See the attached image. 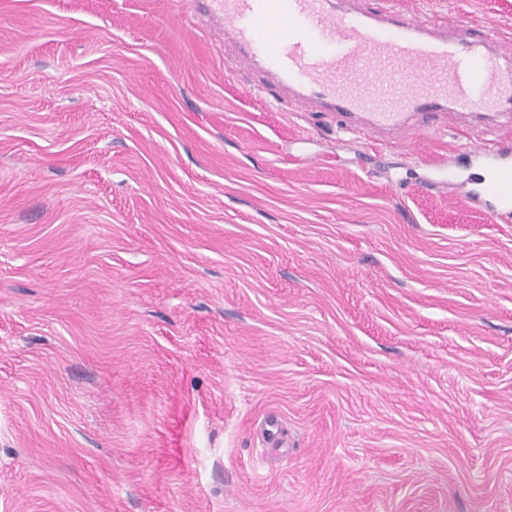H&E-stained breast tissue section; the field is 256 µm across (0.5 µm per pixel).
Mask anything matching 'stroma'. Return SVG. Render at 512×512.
I'll use <instances>...</instances> for the list:
<instances>
[{
    "instance_id": "35a3bbf8",
    "label": "stroma",
    "mask_w": 512,
    "mask_h": 512,
    "mask_svg": "<svg viewBox=\"0 0 512 512\" xmlns=\"http://www.w3.org/2000/svg\"><path fill=\"white\" fill-rule=\"evenodd\" d=\"M494 29L512 0H389ZM296 111L182 0H0V512H512V223Z\"/></svg>"
}]
</instances>
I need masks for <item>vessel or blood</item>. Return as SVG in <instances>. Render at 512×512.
I'll use <instances>...</instances> for the list:
<instances>
[{
  "label": "vessel or blood",
  "instance_id": "vessel-or-blood-1",
  "mask_svg": "<svg viewBox=\"0 0 512 512\" xmlns=\"http://www.w3.org/2000/svg\"><path fill=\"white\" fill-rule=\"evenodd\" d=\"M189 14L218 19L225 41L280 87L297 88V109L322 105L339 129L374 144L422 135L428 118L457 126L493 113L512 129V62L500 61L490 34L334 0H191ZM471 153L481 179L459 181L444 163L436 183L456 185L492 221L511 220L512 140Z\"/></svg>",
  "mask_w": 512,
  "mask_h": 512
}]
</instances>
